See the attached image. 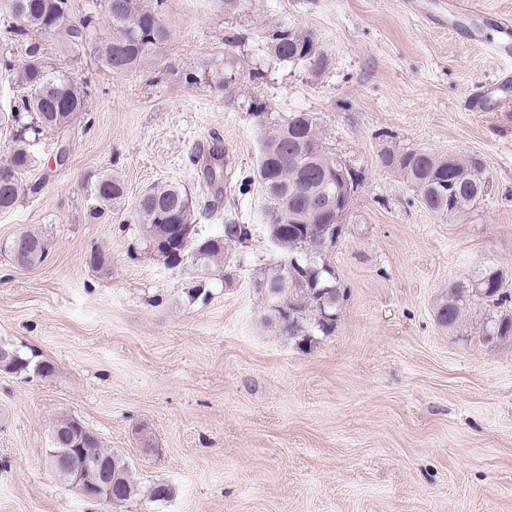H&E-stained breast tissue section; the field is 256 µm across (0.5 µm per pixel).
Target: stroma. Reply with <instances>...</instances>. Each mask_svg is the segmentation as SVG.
Listing matches in <instances>:
<instances>
[{
    "instance_id": "35a3bbf8",
    "label": "stroma",
    "mask_w": 512,
    "mask_h": 512,
    "mask_svg": "<svg viewBox=\"0 0 512 512\" xmlns=\"http://www.w3.org/2000/svg\"><path fill=\"white\" fill-rule=\"evenodd\" d=\"M166 3L170 41L124 75L43 40L45 61L88 83L91 119L42 135L26 192L0 213V342L55 366L0 370V512H102L49 467L63 415L124 457L141 489L173 490L161 507L112 512H512V337H485L478 302L453 330L434 316L450 283L484 269L512 282V123L467 106L508 67L485 42L512 0H482L481 44L449 29L446 0ZM276 25L316 35L322 75L270 57ZM228 53L227 90L212 74ZM292 112L312 113L360 173L329 254L347 299L335 335L308 351L267 321L259 282L279 251L260 186L236 183ZM215 138L228 175L207 187L191 158ZM412 148L482 160L488 192L467 218L433 215L383 165ZM104 172L130 206L154 183L183 185L208 206L197 238L230 219L250 237L211 269L168 265L128 215L90 217ZM22 231L48 238L43 264L13 261Z\"/></svg>"
}]
</instances>
